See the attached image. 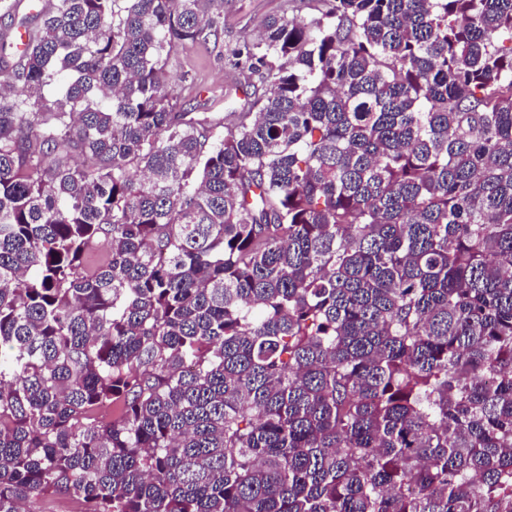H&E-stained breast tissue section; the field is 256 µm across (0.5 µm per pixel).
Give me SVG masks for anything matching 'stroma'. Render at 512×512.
I'll return each instance as SVG.
<instances>
[{
    "mask_svg": "<svg viewBox=\"0 0 512 512\" xmlns=\"http://www.w3.org/2000/svg\"><path fill=\"white\" fill-rule=\"evenodd\" d=\"M315 7L314 0H224V28L219 37L186 47L171 59V69L185 78L181 110L199 111L203 96L198 90L203 87L209 95L223 96L225 112L257 111L264 78L247 64L236 62L233 50L256 40L266 18L285 12L304 17Z\"/></svg>",
    "mask_w": 512,
    "mask_h": 512,
    "instance_id": "stroma-1",
    "label": "stroma"
}]
</instances>
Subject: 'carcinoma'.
I'll return each instance as SVG.
<instances>
[{"mask_svg": "<svg viewBox=\"0 0 512 512\" xmlns=\"http://www.w3.org/2000/svg\"><path fill=\"white\" fill-rule=\"evenodd\" d=\"M320 2L229 124L224 0L0 29V512H512V0Z\"/></svg>", "mask_w": 512, "mask_h": 512, "instance_id": "1", "label": "carcinoma"}]
</instances>
